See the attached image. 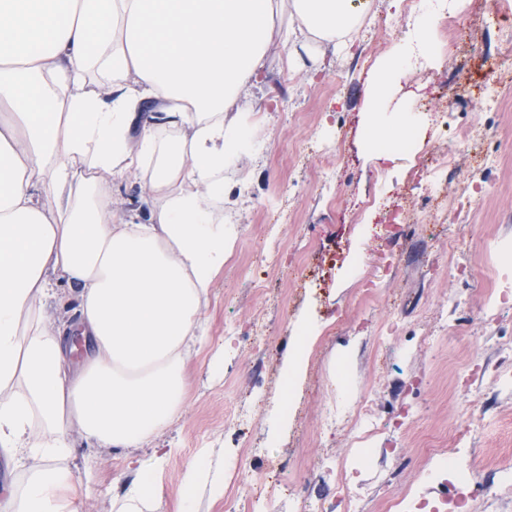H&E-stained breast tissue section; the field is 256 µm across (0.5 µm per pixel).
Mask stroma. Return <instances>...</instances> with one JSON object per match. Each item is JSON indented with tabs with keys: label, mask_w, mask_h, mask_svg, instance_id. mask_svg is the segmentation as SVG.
Here are the masks:
<instances>
[{
	"label": "stroma",
	"mask_w": 512,
	"mask_h": 512,
	"mask_svg": "<svg viewBox=\"0 0 512 512\" xmlns=\"http://www.w3.org/2000/svg\"><path fill=\"white\" fill-rule=\"evenodd\" d=\"M461 7L464 41L401 80L380 104V118L396 120L406 109L416 123L409 149L398 151L395 163L378 161L371 150L365 110L378 64L403 47L413 29L390 0H371L368 15L346 45H312L301 70L289 69L284 52L272 50L261 78L243 91L252 107L253 136L263 146L224 175V219L234 235L205 311L210 343L187 361L183 417L153 441L169 451L157 475L168 512L181 503V477L202 449L234 455L233 442L224 437V409L230 403L253 406L254 416L246 436V465L230 471L229 482L255 486L274 472L281 482L301 484L309 494L332 492L336 474L323 468L321 459L346 454L350 441L343 432L325 435L320 419L344 374L357 393L371 397L381 418L393 417L408 403L420 410L411 438L394 447L381 437L369 440L374 462L358 481L374 498L363 512H377L375 499L385 489L392 458L412 457L415 440L452 447L449 424L477 395L490 418L487 432L475 443L473 494H480L489 469H512V392L498 391L477 373L466 383L457 381L471 362L495 363L498 337L512 336V306L502 310L494 331L478 316L489 288L486 247L512 248V60L502 55L494 0H462ZM390 23L396 29L387 40L370 39L369 30ZM490 79L505 86L495 112L481 108V87ZM435 111L447 112V128L433 126ZM475 120L501 147L498 167L484 174L487 193L480 208L462 212L452 225L421 224L401 236L402 208L437 207L410 182L413 170H427L434 155L451 151L449 190L480 172L479 147L459 145L455 138L462 125ZM337 127L343 140L339 175L327 186L315 177L324 157L297 152L295 146ZM368 197L381 206L372 216L383 226L375 239L362 237L350 223L355 204ZM285 206L291 217L284 224L273 212ZM452 233L459 238L453 259L476 266L474 278L466 282L448 275L450 258L443 248ZM263 246L278 250L277 267L266 265L259 252ZM355 257L380 282L377 295L364 304L357 300L364 281L349 270ZM454 295L461 305L451 304ZM259 318L266 323L259 346L225 359L223 372L212 373L209 365L224 343L225 323ZM395 320L402 321L403 333L389 350H379L378 331ZM420 335L433 339L421 352L415 346ZM260 362L268 366L267 378L291 379V387L281 384L258 398L251 370ZM71 465L79 481L78 512H113V500L135 479L122 454L81 440Z\"/></svg>",
	"instance_id": "1"
}]
</instances>
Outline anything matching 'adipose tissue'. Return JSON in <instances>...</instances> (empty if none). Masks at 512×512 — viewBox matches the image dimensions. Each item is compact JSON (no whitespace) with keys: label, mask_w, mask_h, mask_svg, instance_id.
<instances>
[{"label":"adipose tissue","mask_w":512,"mask_h":512,"mask_svg":"<svg viewBox=\"0 0 512 512\" xmlns=\"http://www.w3.org/2000/svg\"><path fill=\"white\" fill-rule=\"evenodd\" d=\"M367 0H0V512H74L76 439L130 452L185 412L186 360L224 267V171L250 148L242 89L272 45L351 34ZM287 24H280V14ZM152 123L138 125L142 102ZM141 181L151 224L119 216ZM74 287V323L47 312ZM85 338L73 359L69 338ZM165 457L132 458L117 512H166ZM180 512L224 497L210 449Z\"/></svg>","instance_id":"adipose-tissue-1"}]
</instances>
